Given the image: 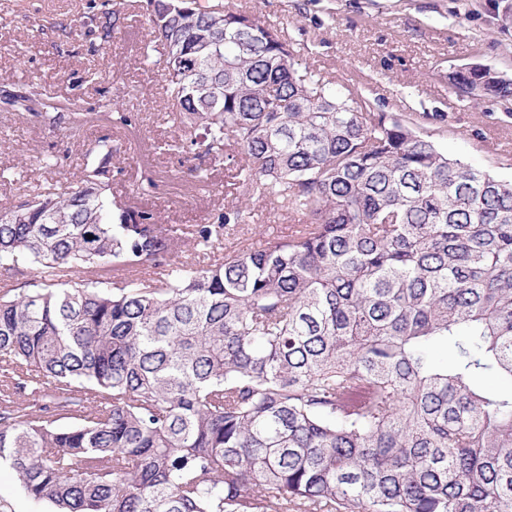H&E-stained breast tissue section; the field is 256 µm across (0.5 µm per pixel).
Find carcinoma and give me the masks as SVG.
<instances>
[{"label":"carcinoma","instance_id":"obj_1","mask_svg":"<svg viewBox=\"0 0 512 512\" xmlns=\"http://www.w3.org/2000/svg\"><path fill=\"white\" fill-rule=\"evenodd\" d=\"M138 2L182 152L237 149L242 195L309 221L188 264L246 212L158 223L107 194L106 138L78 185L1 208L0 268L41 287L0 289V463L54 512H512V397L477 383L512 381V182L300 72L251 14ZM101 6L106 42L130 4ZM449 80L512 98L485 67ZM12 288L34 290L40 286V274L35 265L20 260L9 274Z\"/></svg>","mask_w":512,"mask_h":512}]
</instances>
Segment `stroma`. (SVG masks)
I'll return each mask as SVG.
<instances>
[{"mask_svg":"<svg viewBox=\"0 0 512 512\" xmlns=\"http://www.w3.org/2000/svg\"><path fill=\"white\" fill-rule=\"evenodd\" d=\"M224 8L278 29L299 70L337 92H361L372 111L413 122L449 156L512 181V99L462 96L448 81L471 62L512 77V0H224ZM79 11V0H0V90L26 86L38 101L84 115L52 131L0 99V208L77 185L89 148L105 137L113 196L163 224L208 223L234 200L232 161L177 150L162 67L142 62L152 49L143 16L128 15L103 44L61 34ZM116 111L131 125L113 122ZM242 205L250 220L235 236L247 244L301 221L266 198Z\"/></svg>","mask_w":512,"mask_h":512,"instance_id":"35a3bbf8","label":"stroma"}]
</instances>
